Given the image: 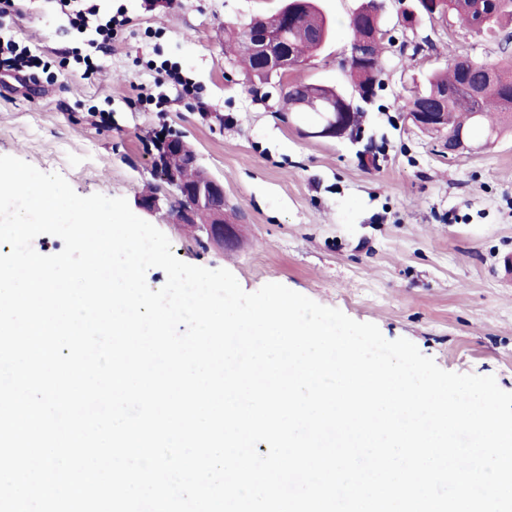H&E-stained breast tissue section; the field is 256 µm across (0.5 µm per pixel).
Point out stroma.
I'll list each match as a JSON object with an SVG mask.
<instances>
[{
  "mask_svg": "<svg viewBox=\"0 0 512 512\" xmlns=\"http://www.w3.org/2000/svg\"><path fill=\"white\" fill-rule=\"evenodd\" d=\"M284 0H101L127 23L98 53L95 82L70 54L84 37L56 0H27L22 17H0V36L48 62L35 90L0 81V155L61 174L82 196L134 201L159 186L160 137L180 135L202 168L224 184L236 244L201 246L185 224H151L182 261L225 268L244 291L275 282L386 339L405 338L443 370L494 376L512 392V132L448 156L407 117L413 87L449 59H512V23L492 37L454 18L403 28L389 0L381 83L364 105L363 138L310 139V114L281 109L278 83L251 89L224 48V28L271 13ZM332 25L327 45L289 81L353 87L348 19L360 0H318ZM176 64L197 87L154 83L155 65ZM163 96L164 110L147 95Z\"/></svg>",
  "mask_w": 512,
  "mask_h": 512,
  "instance_id": "obj_1",
  "label": "stroma"
}]
</instances>
